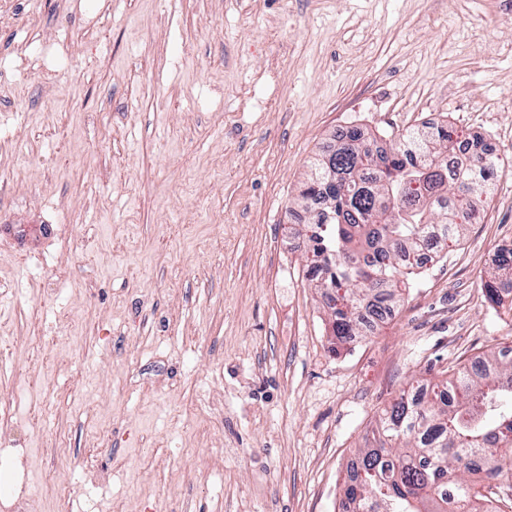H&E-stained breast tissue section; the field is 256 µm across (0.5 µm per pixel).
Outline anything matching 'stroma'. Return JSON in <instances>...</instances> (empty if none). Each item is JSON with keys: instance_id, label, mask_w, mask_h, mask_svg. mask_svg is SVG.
<instances>
[{"instance_id": "1", "label": "stroma", "mask_w": 512, "mask_h": 512, "mask_svg": "<svg viewBox=\"0 0 512 512\" xmlns=\"http://www.w3.org/2000/svg\"><path fill=\"white\" fill-rule=\"evenodd\" d=\"M0 512H336L415 378L512 341V0H0ZM501 164L332 354L295 202L352 127ZM493 272L483 282L487 299L500 305L512 294V250L498 253L492 261Z\"/></svg>"}]
</instances>
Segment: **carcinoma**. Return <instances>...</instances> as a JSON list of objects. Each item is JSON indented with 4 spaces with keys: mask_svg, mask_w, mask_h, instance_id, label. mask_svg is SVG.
<instances>
[{
    "mask_svg": "<svg viewBox=\"0 0 512 512\" xmlns=\"http://www.w3.org/2000/svg\"><path fill=\"white\" fill-rule=\"evenodd\" d=\"M499 159L480 138L461 146L446 123L415 127L390 152L350 129L311 163L299 205L310 215L315 287L330 316L338 355L374 328L404 279L421 268L415 257L430 241L457 243L472 211L490 199ZM483 282L487 299L512 296V250L498 253ZM421 387L414 404L399 397L384 410L376 448L355 454L342 512H478L490 483L512 477V359L498 353L483 367L462 364L448 380Z\"/></svg>",
    "mask_w": 512,
    "mask_h": 512,
    "instance_id": "1",
    "label": "carcinoma"
}]
</instances>
